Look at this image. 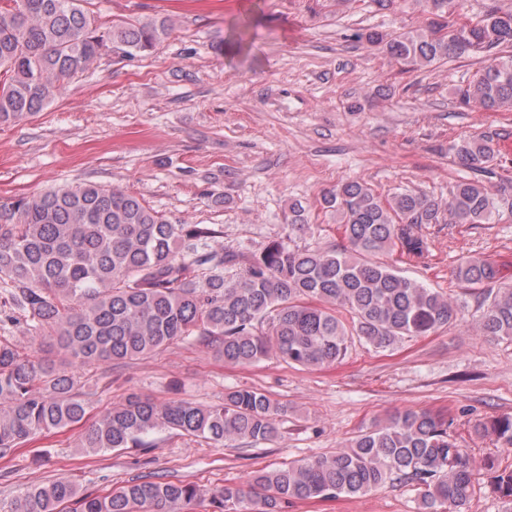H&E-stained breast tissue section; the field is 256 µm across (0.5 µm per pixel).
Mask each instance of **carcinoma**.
Segmentation results:
<instances>
[{
	"instance_id": "cac0c4a2",
	"label": "carcinoma",
	"mask_w": 512,
	"mask_h": 512,
	"mask_svg": "<svg viewBox=\"0 0 512 512\" xmlns=\"http://www.w3.org/2000/svg\"><path fill=\"white\" fill-rule=\"evenodd\" d=\"M421 24L406 32L370 27L357 34L390 58L416 67L466 53L484 62L458 91L460 103L490 112L512 107V11L487 0L479 19L461 24L451 0H424ZM92 0H0V124L49 105L75 75L105 53H148L173 31L167 19L99 23ZM500 133L489 130L450 147L462 176L448 196L405 189L378 196L357 179L322 195L347 245L268 241L258 250L214 245L216 224H172L120 187L59 185L0 205V298L27 330L48 325L55 357L21 352L0 339V456L86 415L87 392L73 368L150 356L190 339L231 364L275 355L305 368L340 363L359 342L392 351L406 337L430 336L464 306L402 274L383 257L428 258L427 224H491L512 208V179L490 188ZM309 226L299 202L288 208V234ZM453 278L483 306L484 336L512 339V284L484 256L459 259ZM288 406L257 388L233 387L224 401L157 402L137 394L102 412L80 436L93 451L140 448L158 428L214 443L273 440ZM452 422L407 410L361 429L329 455L253 472L247 489H203L181 480L136 479L104 494L82 493L68 479L28 488L7 512H181L208 498L213 512H288L297 502L364 495L387 483L417 491L418 512H461L475 492L467 449ZM512 449V416L472 427ZM490 487L512 498V465L487 460Z\"/></svg>"
}]
</instances>
